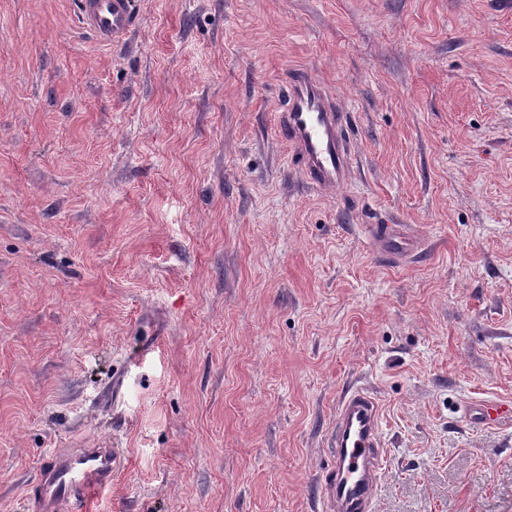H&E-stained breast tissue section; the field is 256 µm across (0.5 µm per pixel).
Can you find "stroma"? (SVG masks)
<instances>
[{
  "label": "stroma",
  "instance_id": "stroma-1",
  "mask_svg": "<svg viewBox=\"0 0 512 512\" xmlns=\"http://www.w3.org/2000/svg\"><path fill=\"white\" fill-rule=\"evenodd\" d=\"M0 0V512L42 456L120 448L93 512H319L371 389L375 512H512V0ZM348 114L312 190L291 68ZM367 224L423 238L388 259ZM77 11L100 43L122 44L136 26L131 0H77ZM276 124L295 168L311 188L332 190L350 181L354 152L347 113L308 68L296 67L286 75Z\"/></svg>",
  "mask_w": 512,
  "mask_h": 512
}]
</instances>
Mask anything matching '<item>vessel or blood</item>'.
<instances>
[{"instance_id": "1", "label": "vessel or blood", "mask_w": 512, "mask_h": 512, "mask_svg": "<svg viewBox=\"0 0 512 512\" xmlns=\"http://www.w3.org/2000/svg\"><path fill=\"white\" fill-rule=\"evenodd\" d=\"M77 11L100 43L126 42L136 25L131 0H77ZM295 167L316 190L346 185L353 172V143L347 115L326 85L308 68L291 69L276 116ZM370 241L382 254L410 251L413 239L403 224H370ZM379 406L364 388L340 398L328 446L331 464L321 477V512H374L385 460L379 432ZM122 464L118 448H73L42 461L35 492L25 512H86L94 494L112 486Z\"/></svg>"}]
</instances>
